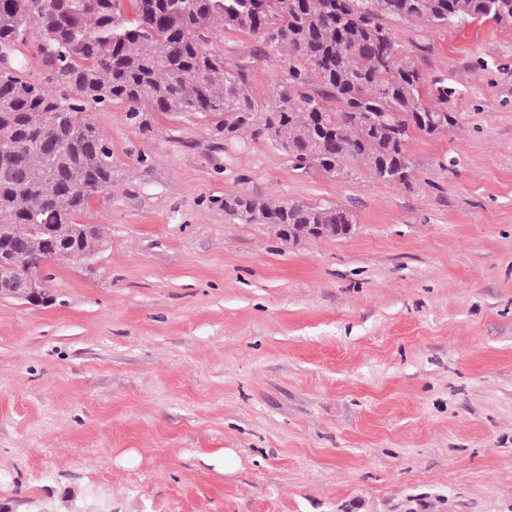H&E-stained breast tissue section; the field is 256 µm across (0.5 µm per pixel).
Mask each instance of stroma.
Listing matches in <instances>:
<instances>
[{
	"mask_svg": "<svg viewBox=\"0 0 512 512\" xmlns=\"http://www.w3.org/2000/svg\"><path fill=\"white\" fill-rule=\"evenodd\" d=\"M398 34L460 115L412 137L407 189L225 152L188 115L90 113L118 164L82 218L104 241L52 262L49 305L0 299V503L512 512V25ZM236 191L357 224L291 244L225 216Z\"/></svg>",
	"mask_w": 512,
	"mask_h": 512,
	"instance_id": "35a3bbf8",
	"label": "stroma"
}]
</instances>
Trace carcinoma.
<instances>
[{"instance_id":"obj_1","label":"carcinoma","mask_w":512,"mask_h":512,"mask_svg":"<svg viewBox=\"0 0 512 512\" xmlns=\"http://www.w3.org/2000/svg\"><path fill=\"white\" fill-rule=\"evenodd\" d=\"M0 0V44L32 43L44 71L22 56L0 68V266L24 246L23 226L44 231L42 253L94 250L99 231L79 219L112 187L116 161L86 118L116 103L139 130L149 114H190L224 143H265L296 170L349 179L366 172L412 185L407 144L455 127L452 88L427 81L405 56L395 23L432 27L512 23V0ZM255 37L253 56L277 55L267 102L250 88V61L212 48L224 32ZM430 89L431 102L422 103ZM239 224H275L296 243L348 235L342 205L224 195Z\"/></svg>"}]
</instances>
